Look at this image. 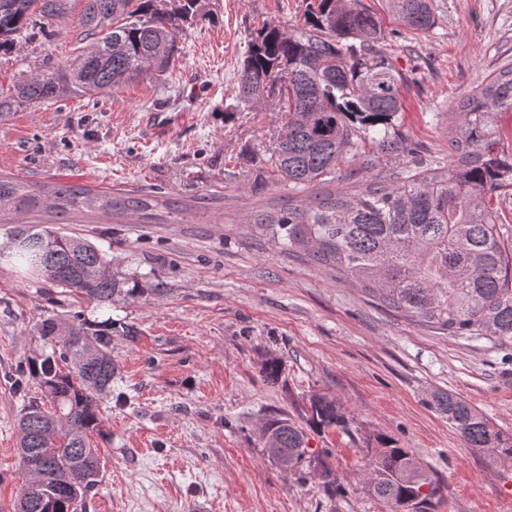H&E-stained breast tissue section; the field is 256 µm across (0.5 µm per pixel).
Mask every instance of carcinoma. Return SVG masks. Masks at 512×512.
<instances>
[{"mask_svg":"<svg viewBox=\"0 0 512 512\" xmlns=\"http://www.w3.org/2000/svg\"><path fill=\"white\" fill-rule=\"evenodd\" d=\"M70 0H0V52L17 50L39 16L67 14ZM197 0H83L81 22L89 46L73 61L34 73L0 96V117L70 93H101L143 77L161 76L182 52L180 33ZM392 17L427 32L435 24L431 0H386ZM385 32L360 0H313L304 24L289 29L266 22L251 34L238 74V96L265 110L270 101L288 122L269 158L291 190L311 194L246 219L284 250L358 282L375 301L400 316L448 333L512 347V252L500 234L494 198L512 192V152L491 116L512 112V66L506 65L460 97L448 139V166L394 184L375 178L357 191L321 190L366 169L380 156L405 150L395 122L403 109L405 74L383 48ZM169 203L158 195L116 196L84 186L21 184L0 177V212L64 214L99 210L121 216ZM8 259L107 305L132 298L112 274V260L94 243L40 225L13 235ZM50 352L27 361L50 406L30 405L18 419V453L26 478L15 512H78L99 483L102 395L112 386V326L75 318H47L38 326ZM466 446L512 460V439L489 425L452 392L433 396ZM309 425L345 424L336 399L311 400ZM264 448L281 468L312 466L302 425L277 415L263 430ZM371 460L368 494L390 512H433L440 487L405 448L386 436Z\"/></svg>","mask_w":512,"mask_h":512,"instance_id":"obj_1","label":"carcinoma"}]
</instances>
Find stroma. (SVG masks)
I'll return each instance as SVG.
<instances>
[{
    "mask_svg": "<svg viewBox=\"0 0 512 512\" xmlns=\"http://www.w3.org/2000/svg\"><path fill=\"white\" fill-rule=\"evenodd\" d=\"M308 0H198L178 61L95 96L33 104L0 117V175L24 183L79 184L115 193H160L155 223L101 212L30 213L0 224V252L16 226L44 224L90 239L112 258L134 298L98 307L0 262V512H15L24 480L17 422L26 398L17 367L42 353L41 319L81 315L112 325V392L101 404V482L84 512H389L365 489L370 450L386 435L409 449L441 488L434 512H512V461L465 446L430 404L450 391L512 436V352L451 336L379 306L362 288L285 252L244 217L287 205L268 159L287 113L248 110L236 98L248 36L263 21L303 24ZM386 32L406 75L396 122L408 153L352 171L347 186L446 165L456 98L512 64V0H432L435 26L416 33L383 0H361ZM73 0L65 18L30 29L20 51L0 54V94L87 46ZM151 112L191 118L151 138ZM282 372L271 381L267 359ZM335 397L345 427L308 429L320 469L283 471L261 432L283 414L302 422L310 399Z\"/></svg>",
    "mask_w": 512,
    "mask_h": 512,
    "instance_id": "35a3bbf8",
    "label": "stroma"
}]
</instances>
